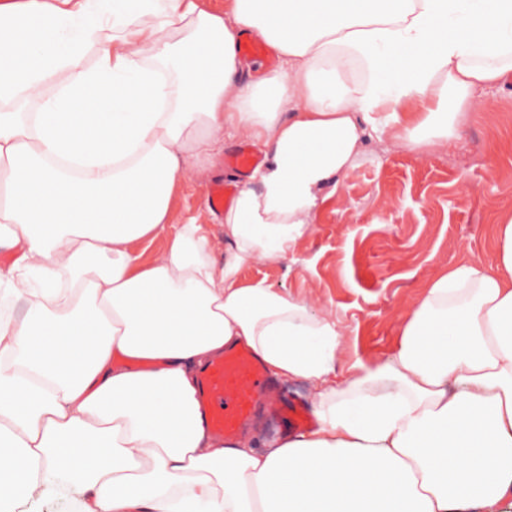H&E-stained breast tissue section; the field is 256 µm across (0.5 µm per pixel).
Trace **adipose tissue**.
<instances>
[{
  "mask_svg": "<svg viewBox=\"0 0 512 512\" xmlns=\"http://www.w3.org/2000/svg\"><path fill=\"white\" fill-rule=\"evenodd\" d=\"M252 33L278 56L239 52ZM512 77V0H0V503L79 512H462L512 491V210L493 266L431 279L379 364L246 268L296 250L373 139L446 149ZM247 135L223 235L184 166ZM165 237L164 250L145 245ZM223 259H216V251ZM246 343L318 425L214 439L197 370ZM75 504L70 493L43 497L37 493L30 494L19 502L11 503L7 509L13 512H73Z\"/></svg>",
  "mask_w": 512,
  "mask_h": 512,
  "instance_id": "ef3b65f1",
  "label": "adipose tissue"
}]
</instances>
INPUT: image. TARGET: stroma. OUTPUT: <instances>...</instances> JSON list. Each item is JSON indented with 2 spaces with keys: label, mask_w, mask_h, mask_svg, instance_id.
<instances>
[{
  "label": "stroma",
  "mask_w": 512,
  "mask_h": 512,
  "mask_svg": "<svg viewBox=\"0 0 512 512\" xmlns=\"http://www.w3.org/2000/svg\"><path fill=\"white\" fill-rule=\"evenodd\" d=\"M481 119L461 128L442 153L370 141L322 206L316 230L294 252L261 261L247 278L310 298L344 333L338 378L354 359L375 364L392 352L430 278L444 265L492 264L493 224L512 208V85L481 93ZM230 167L225 159L177 175L174 220L198 219L221 235L223 212L208 196Z\"/></svg>",
  "instance_id": "obj_1"
}]
</instances>
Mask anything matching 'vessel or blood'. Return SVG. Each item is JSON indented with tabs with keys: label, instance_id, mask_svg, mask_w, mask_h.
I'll return each instance as SVG.
<instances>
[{
	"label": "vessel or blood",
	"instance_id": "b4317fda",
	"mask_svg": "<svg viewBox=\"0 0 512 512\" xmlns=\"http://www.w3.org/2000/svg\"><path fill=\"white\" fill-rule=\"evenodd\" d=\"M198 384L201 408L210 430L220 439H236L265 409L297 428L310 420L304 406L281 401L263 363L244 345L225 349L205 365Z\"/></svg>",
	"mask_w": 512,
	"mask_h": 512
}]
</instances>
